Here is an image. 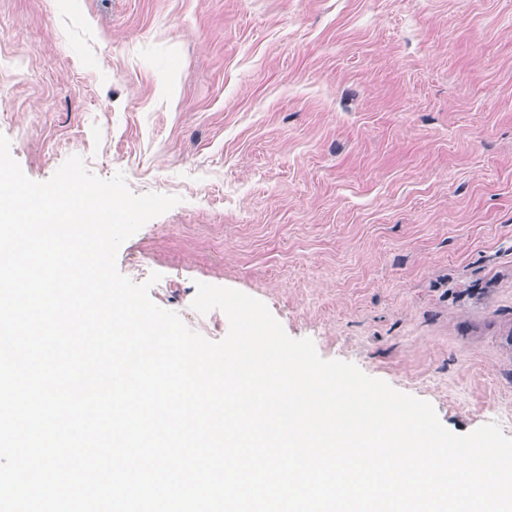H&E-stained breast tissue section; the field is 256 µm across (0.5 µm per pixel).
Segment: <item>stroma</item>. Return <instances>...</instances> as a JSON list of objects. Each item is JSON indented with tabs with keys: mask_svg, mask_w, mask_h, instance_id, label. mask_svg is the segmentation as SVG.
<instances>
[{
	"mask_svg": "<svg viewBox=\"0 0 512 512\" xmlns=\"http://www.w3.org/2000/svg\"><path fill=\"white\" fill-rule=\"evenodd\" d=\"M0 133L180 196L118 271L219 340L197 283L512 437V0H0Z\"/></svg>",
	"mask_w": 512,
	"mask_h": 512,
	"instance_id": "stroma-1",
	"label": "stroma"
}]
</instances>
